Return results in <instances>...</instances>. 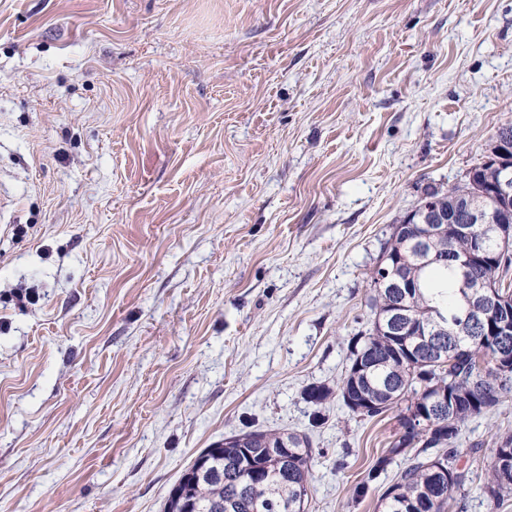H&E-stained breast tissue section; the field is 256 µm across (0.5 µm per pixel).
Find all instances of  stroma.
I'll list each match as a JSON object with an SVG mask.
<instances>
[{
  "mask_svg": "<svg viewBox=\"0 0 512 512\" xmlns=\"http://www.w3.org/2000/svg\"><path fill=\"white\" fill-rule=\"evenodd\" d=\"M510 121L512 0H0V512H163L248 427L307 434V512H379L396 415L304 391ZM508 430L463 427V512Z\"/></svg>",
  "mask_w": 512,
  "mask_h": 512,
  "instance_id": "1",
  "label": "stroma"
}]
</instances>
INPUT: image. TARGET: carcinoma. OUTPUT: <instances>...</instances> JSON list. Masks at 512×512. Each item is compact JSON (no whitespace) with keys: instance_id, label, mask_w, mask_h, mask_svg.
<instances>
[{"instance_id":"carcinoma-1","label":"carcinoma","mask_w":512,"mask_h":512,"mask_svg":"<svg viewBox=\"0 0 512 512\" xmlns=\"http://www.w3.org/2000/svg\"><path fill=\"white\" fill-rule=\"evenodd\" d=\"M489 168L466 176V180L447 190L432 189L420 198L416 209L422 211L428 197L469 200L489 210L495 200L488 194L483 179ZM421 221L393 224L382 244L380 255L400 262V274L415 287L403 290L396 298L387 288H369L366 305L370 326L352 336L347 343L348 365L344 376L331 390L324 385L309 386L305 399L321 405L336 395L352 416L374 418L397 412L402 429L388 453L377 458L357 489L367 494L398 456L408 464L381 494L382 512H447L460 501L469 481V467L456 471L448 483L444 471L455 468L460 454L452 444L462 425L473 417L495 412L512 397V372L504 375L491 366L481 389L471 388L476 360L491 358L500 351L512 355V336L492 341L482 337V322L469 325L467 333L451 330V319L466 309L470 295L467 282L453 264L424 263L411 249L410 242L421 233ZM431 247L448 254L472 253L475 241L453 232L431 240ZM512 236L504 254L489 263L477 262L469 280H482L496 287V293L512 299ZM402 302L411 329L421 325L433 329V335L393 336L384 325L385 314L396 302ZM449 393L455 402L451 412L432 411L418 421L407 413L428 409L430 394ZM288 440V470L274 481L253 476L256 469L278 470V446ZM494 454L486 468L482 493L488 512H498L505 498L512 496V434L498 437ZM313 448L307 436L272 430L241 431L204 449L172 488L164 512H305L311 496Z\"/></svg>"}]
</instances>
